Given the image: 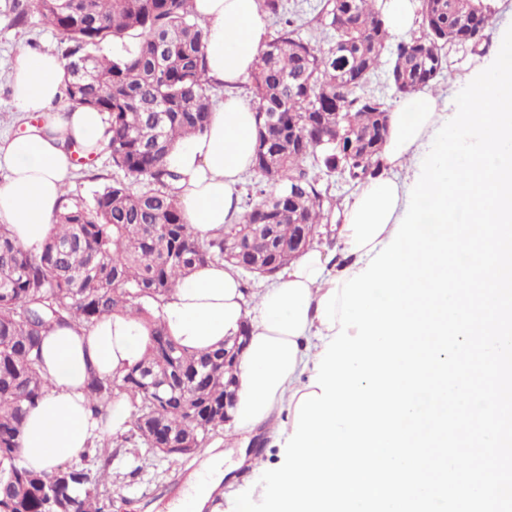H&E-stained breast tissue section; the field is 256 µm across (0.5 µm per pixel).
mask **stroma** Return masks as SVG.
I'll list each match as a JSON object with an SVG mask.
<instances>
[{
    "instance_id": "35a3bbf8",
    "label": "stroma",
    "mask_w": 512,
    "mask_h": 512,
    "mask_svg": "<svg viewBox=\"0 0 512 512\" xmlns=\"http://www.w3.org/2000/svg\"><path fill=\"white\" fill-rule=\"evenodd\" d=\"M31 3L32 0H0V134L22 132L27 123L34 120L33 115L15 112L10 105L8 72L18 50L29 47L57 54L63 50L58 33L32 12ZM21 10L28 13V22L23 26L14 22L15 14ZM448 59L452 76L440 81L436 91L451 101L466 86L470 74L485 64L488 56L454 47L450 49ZM122 177L110 157L102 154L90 159L86 172L75 174L67 191L89 199L103 185ZM244 448L251 449L253 456L259 457L269 470L280 467L285 459V450L275 439L256 431L247 435L235 433L233 424L229 423L223 433L192 457L145 464L137 484H130L126 468L121 462H114L109 486L112 512H180V502L191 492L198 475L213 459L221 461L235 491L260 493L258 474L239 463L240 451Z\"/></svg>"
}]
</instances>
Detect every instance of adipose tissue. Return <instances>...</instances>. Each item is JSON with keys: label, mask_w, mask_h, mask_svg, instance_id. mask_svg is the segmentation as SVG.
<instances>
[{"label": "adipose tissue", "mask_w": 512, "mask_h": 512, "mask_svg": "<svg viewBox=\"0 0 512 512\" xmlns=\"http://www.w3.org/2000/svg\"><path fill=\"white\" fill-rule=\"evenodd\" d=\"M207 33L206 67L211 82L223 86L207 129L178 144L168 157L185 173L178 196L184 220L200 237L210 238L238 213V186L254 160L256 115L238 87L255 66L268 28L257 0H192ZM63 62L49 51L25 49L12 65V106L40 112L45 121L17 136L0 138V222L15 240L40 250L50 237L74 164L70 143L95 146L107 138L105 117L86 107L61 106ZM445 100L430 90L399 102L389 114L382 174L358 186L346 206L340 237L347 272L366 267L367 250L389 242L406 204L412 170L440 127ZM333 255L313 248L247 304L235 269L221 264L198 268L168 296L165 324L187 349L200 351L238 334L249 323L251 335L240 359L234 419L246 433L281 414H294L307 393L317 356L333 331L319 319V301L332 287ZM144 329L121 315L93 328L75 326L50 332L42 358L51 388L30 410L23 429L21 466L48 472L62 460H80L96 443L124 431L128 414L116 398L107 419L92 415L86 395L89 374L125 371L139 358Z\"/></svg>", "instance_id": "1"}]
</instances>
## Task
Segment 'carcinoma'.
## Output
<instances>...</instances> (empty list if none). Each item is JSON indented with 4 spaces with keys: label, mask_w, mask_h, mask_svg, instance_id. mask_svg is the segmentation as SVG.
<instances>
[{
    "label": "carcinoma",
    "mask_w": 512,
    "mask_h": 512,
    "mask_svg": "<svg viewBox=\"0 0 512 512\" xmlns=\"http://www.w3.org/2000/svg\"><path fill=\"white\" fill-rule=\"evenodd\" d=\"M192 0H32L43 24L73 43L64 62L65 101L103 113L104 148L125 180L86 202L63 195L55 232L39 252L0 224V512H112L107 484L129 443L131 478L151 456L170 460L203 448L224 429V391L237 385L239 356L224 344L195 352L167 331L162 304L202 265L256 264L274 277L314 245L335 199L330 178L355 188L382 170L391 105L448 73V48L482 53L491 0H418V30L396 44L385 0H319L310 18L284 0H259L277 26L248 77L260 146L247 202L224 232L201 238L183 222L176 196L187 175L166 158L202 133L213 85L205 75L206 33ZM320 29L322 42L308 37ZM133 39L119 56L106 42ZM120 314L147 330L139 360L113 377L87 380L89 408L105 418L119 395L128 430L96 449L98 460L67 461L49 473L18 463L26 414L45 396L41 347L55 327L90 329Z\"/></svg>",
    "instance_id": "obj_1"
}]
</instances>
